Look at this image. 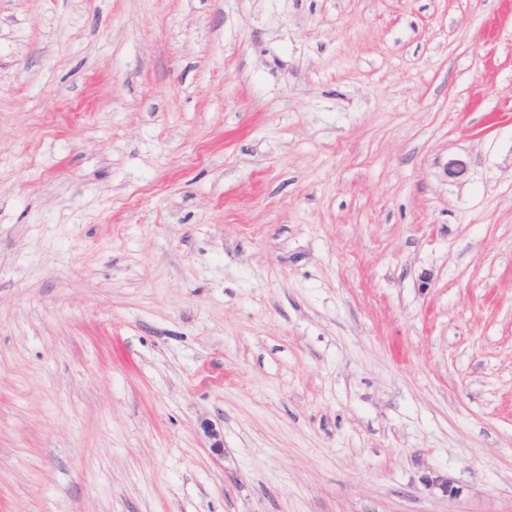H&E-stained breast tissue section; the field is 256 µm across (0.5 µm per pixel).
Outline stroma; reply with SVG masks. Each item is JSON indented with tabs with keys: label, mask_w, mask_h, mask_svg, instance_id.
<instances>
[{
	"label": "stroma",
	"mask_w": 512,
	"mask_h": 512,
	"mask_svg": "<svg viewBox=\"0 0 512 512\" xmlns=\"http://www.w3.org/2000/svg\"><path fill=\"white\" fill-rule=\"evenodd\" d=\"M0 512H512V0H0Z\"/></svg>",
	"instance_id": "35a3bbf8"
}]
</instances>
